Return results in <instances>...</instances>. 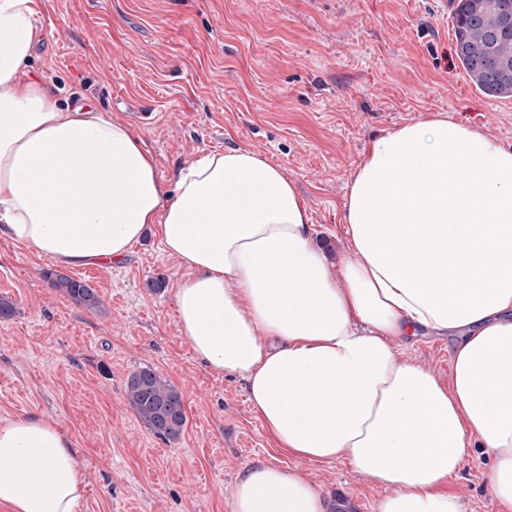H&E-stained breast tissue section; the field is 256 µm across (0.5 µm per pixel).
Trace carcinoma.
Instances as JSON below:
<instances>
[{
  "label": "carcinoma",
  "mask_w": 512,
  "mask_h": 512,
  "mask_svg": "<svg viewBox=\"0 0 512 512\" xmlns=\"http://www.w3.org/2000/svg\"><path fill=\"white\" fill-rule=\"evenodd\" d=\"M456 53L470 82L493 98L512 97V30L504 33L499 0H451ZM52 287L75 303L94 309L100 299L88 283L56 272L47 273ZM131 409L155 436L180 439L187 423L178 389L149 366H141L124 386Z\"/></svg>",
  "instance_id": "obj_1"
}]
</instances>
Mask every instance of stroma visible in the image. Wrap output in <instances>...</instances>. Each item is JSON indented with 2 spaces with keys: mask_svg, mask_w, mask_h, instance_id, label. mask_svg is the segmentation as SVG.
<instances>
[{
  "mask_svg": "<svg viewBox=\"0 0 512 512\" xmlns=\"http://www.w3.org/2000/svg\"><path fill=\"white\" fill-rule=\"evenodd\" d=\"M447 0H38L29 71L62 103L134 126L165 191L199 155L253 151L294 182L315 244L356 261L343 224L348 184L370 140L442 116L512 146V98L481 93L456 56ZM95 288L97 309L71 302L45 274ZM164 276L162 289L149 281ZM186 269L145 234L125 260L62 266L0 235V421L37 412L71 439L84 494L75 512H233L246 466L302 473L333 512H374L387 489L343 460L277 453L247 401L246 383L216 373L178 328L176 287ZM400 358L442 380L452 341L423 333L396 343ZM153 367L181 392L187 423L156 438L129 408L131 372ZM472 449L449 488L464 512H499Z\"/></svg>",
  "mask_w": 512,
  "mask_h": 512,
  "instance_id": "1",
  "label": "stroma"
}]
</instances>
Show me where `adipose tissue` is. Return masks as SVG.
I'll use <instances>...</instances> for the list:
<instances>
[{"label": "adipose tissue", "instance_id": "1", "mask_svg": "<svg viewBox=\"0 0 512 512\" xmlns=\"http://www.w3.org/2000/svg\"><path fill=\"white\" fill-rule=\"evenodd\" d=\"M35 14L0 0V232L74 265L123 260L153 231L188 271L181 335L245 380L278 451L346 460L389 488L375 512H464L448 480L485 448L488 492L512 512V147L440 117L372 139L344 204L358 258L337 265L255 152L195 158L165 195L128 126L25 78ZM423 330L455 337L450 382L397 355ZM82 485L54 421L0 422V505L74 512ZM328 510L288 468L235 481L233 512Z\"/></svg>", "mask_w": 512, "mask_h": 512}]
</instances>
